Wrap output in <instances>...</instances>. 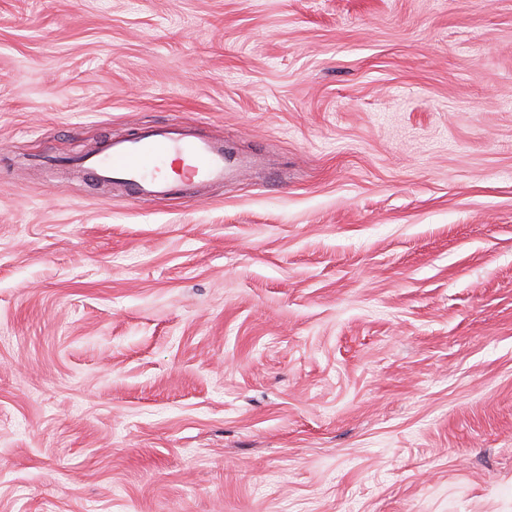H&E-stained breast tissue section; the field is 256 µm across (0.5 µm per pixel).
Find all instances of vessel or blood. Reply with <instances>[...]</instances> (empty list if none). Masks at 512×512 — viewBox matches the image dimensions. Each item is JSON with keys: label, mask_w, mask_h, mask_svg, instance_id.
I'll return each mask as SVG.
<instances>
[{"label": "vessel or blood", "mask_w": 512, "mask_h": 512, "mask_svg": "<svg viewBox=\"0 0 512 512\" xmlns=\"http://www.w3.org/2000/svg\"><path fill=\"white\" fill-rule=\"evenodd\" d=\"M81 165L93 180L119 186L131 200L156 201L182 196L187 184H223L228 157L223 142L146 126L136 138L112 141Z\"/></svg>", "instance_id": "b4317fda"}]
</instances>
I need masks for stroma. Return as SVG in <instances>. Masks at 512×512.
Returning <instances> with one entry per match:
<instances>
[{
  "instance_id": "obj_1",
  "label": "stroma",
  "mask_w": 512,
  "mask_h": 512,
  "mask_svg": "<svg viewBox=\"0 0 512 512\" xmlns=\"http://www.w3.org/2000/svg\"><path fill=\"white\" fill-rule=\"evenodd\" d=\"M0 512H512V0H0ZM227 160L224 142L168 126H146L136 138L112 140L103 152L85 157L80 165L93 180L119 186L131 200L156 201L182 196L186 184H224ZM169 161L173 177L163 173Z\"/></svg>"
}]
</instances>
